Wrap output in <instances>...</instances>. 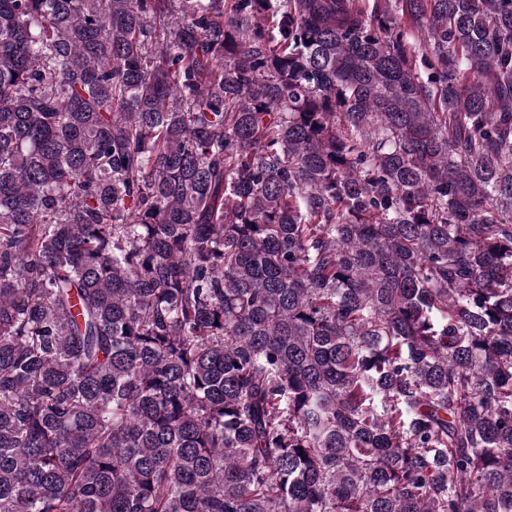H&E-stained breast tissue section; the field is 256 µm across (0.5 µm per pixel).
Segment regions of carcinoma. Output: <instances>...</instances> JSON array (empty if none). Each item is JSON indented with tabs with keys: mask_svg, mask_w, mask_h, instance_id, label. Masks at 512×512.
I'll use <instances>...</instances> for the list:
<instances>
[{
	"mask_svg": "<svg viewBox=\"0 0 512 512\" xmlns=\"http://www.w3.org/2000/svg\"><path fill=\"white\" fill-rule=\"evenodd\" d=\"M0 512H512V0H0Z\"/></svg>",
	"mask_w": 512,
	"mask_h": 512,
	"instance_id": "obj_1",
	"label": "carcinoma"
}]
</instances>
